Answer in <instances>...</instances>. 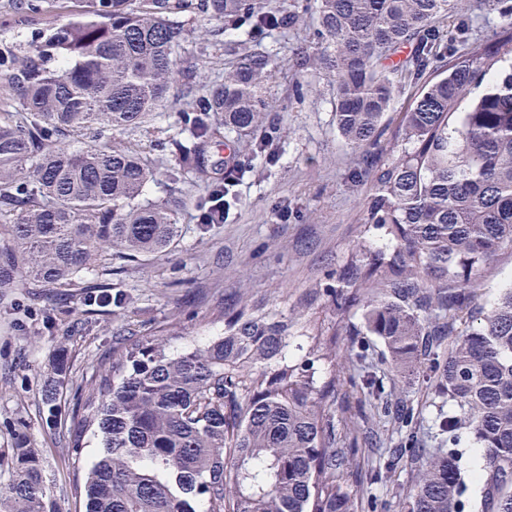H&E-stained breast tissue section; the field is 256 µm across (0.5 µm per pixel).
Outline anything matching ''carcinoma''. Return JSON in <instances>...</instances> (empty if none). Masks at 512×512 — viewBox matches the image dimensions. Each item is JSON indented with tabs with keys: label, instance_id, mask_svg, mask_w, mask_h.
I'll return each instance as SVG.
<instances>
[{
	"label": "carcinoma",
	"instance_id": "cac0c4a2",
	"mask_svg": "<svg viewBox=\"0 0 512 512\" xmlns=\"http://www.w3.org/2000/svg\"><path fill=\"white\" fill-rule=\"evenodd\" d=\"M91 10L38 32L31 48L0 45V79L17 112L0 116V217L12 248L0 283L17 276L59 288L103 262L131 261L179 240L174 204L142 199L154 177L131 146L74 150L78 130L137 129L152 119L181 73V13L198 10L224 31L255 41L299 19L296 0H89ZM313 50L299 65L334 87L336 128L354 150L371 151L365 223L385 240L365 241L336 277L297 300L295 317L269 312L247 296L224 319V333L170 354L166 338L119 335L81 383L68 442L74 451L96 433L103 452L80 495L85 512H350L340 478L357 467L355 446L368 408L384 404L385 378L416 383L451 402L438 414L443 450L415 459L409 512H512V288L457 327L473 308L483 267L512 247V0H314ZM504 22L488 39H465L439 20L474 7ZM448 37V61L430 77ZM403 45L411 54L387 60ZM277 66L251 49L202 86L180 118L183 136L167 148L182 172L208 177L207 147L242 142L269 126L266 97ZM418 86L400 122L391 111L404 82ZM321 339L299 357L290 337ZM345 336H373L388 374L351 378V411L341 374L368 350L340 358ZM334 360L320 383L316 363ZM396 448H413L411 409L394 413ZM350 442L337 445L336 424ZM473 436L482 452L476 499L467 496L454 447ZM12 477L0 486V512H48L42 464L27 439L12 448Z\"/></svg>",
	"mask_w": 512,
	"mask_h": 512
}]
</instances>
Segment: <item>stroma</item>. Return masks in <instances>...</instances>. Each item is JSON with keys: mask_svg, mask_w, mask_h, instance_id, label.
<instances>
[{"mask_svg": "<svg viewBox=\"0 0 512 512\" xmlns=\"http://www.w3.org/2000/svg\"><path fill=\"white\" fill-rule=\"evenodd\" d=\"M87 6V0H67L66 8L59 9L50 2L44 14L29 23L15 0H0V42L28 43L33 28L65 23ZM182 19V67L192 68L199 85L222 79L237 36L225 33L223 21L196 11L184 13ZM317 25L318 15L311 9L301 13L288 32L260 40L278 62L268 93L273 140L266 152L250 158L240 145L229 157L223 147H211L216 175L229 172L234 179L224 223H200L211 200L210 182L191 174L171 182L172 158L155 148L179 132L191 96L171 92L145 127L109 129L101 136L84 131L72 137L76 150L134 144L146 151L155 177L144 198L158 204L179 198L176 219L181 235L172 251L136 262L113 255L109 271L87 270L83 283L70 288L20 279L10 287L0 286L1 485L9 481L12 450L22 432L40 455L51 512H84L79 487L102 448L92 438L81 453H74L67 431L82 377L111 350L116 336L129 331L149 335L174 323L179 332L170 338L171 352L202 344L223 332L224 322L201 327L196 313L231 302L243 289L257 298L277 290L280 310L289 311L304 288L335 276L361 236L376 239V232L364 223L368 186L351 179L353 171L364 168L366 154L350 149L339 136L328 80L295 60L296 49L312 43ZM94 282L105 284L110 300L90 295L87 286ZM508 286L510 247L485 266L478 305L489 304ZM116 294L123 296V304L113 303ZM50 388L56 395L49 403L45 392ZM399 393L418 419L416 454L438 452L441 437L432 420L438 412H453V404L434 402L414 385ZM356 456L358 471L341 481L352 512H407L413 456H404L379 484L371 483L370 475L387 458L386 449L363 444Z\"/></svg>", "mask_w": 512, "mask_h": 512, "instance_id": "35a3bbf8", "label": "stroma"}]
</instances>
